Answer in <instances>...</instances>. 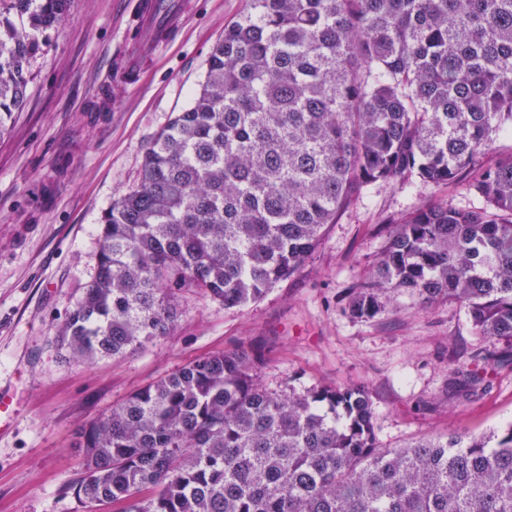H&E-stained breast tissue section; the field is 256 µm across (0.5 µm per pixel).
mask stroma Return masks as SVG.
Segmentation results:
<instances>
[{"instance_id":"obj_1","label":"stroma","mask_w":512,"mask_h":512,"mask_svg":"<svg viewBox=\"0 0 512 512\" xmlns=\"http://www.w3.org/2000/svg\"><path fill=\"white\" fill-rule=\"evenodd\" d=\"M137 2L73 0L30 65L24 108L0 134V381L19 402L0 437V512H78L75 432L184 364L240 346L264 351L261 379L272 389L365 386L382 448L511 424L512 342L476 334L458 302L424 307L399 292L373 318L345 310L384 249L388 219L438 200L482 206L464 179L374 184L261 300L227 309L188 293L169 335L116 357H66L58 332L94 275L104 212L190 104L225 25L249 9V0H184L169 47L131 69ZM475 362L483 379L459 396L454 373Z\"/></svg>"}]
</instances>
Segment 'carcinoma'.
<instances>
[{"instance_id":"obj_1","label":"carcinoma","mask_w":512,"mask_h":512,"mask_svg":"<svg viewBox=\"0 0 512 512\" xmlns=\"http://www.w3.org/2000/svg\"><path fill=\"white\" fill-rule=\"evenodd\" d=\"M72 0H0V133ZM512 0H250L192 104L102 218L93 280L59 333L70 356L166 335L178 298L260 300L375 183L477 168L482 207L433 202L389 233L347 311L389 293L459 301L512 339ZM261 352L204 356L75 433L81 512H512V425L380 448L365 387L270 390ZM469 396L474 371H456Z\"/></svg>"}]
</instances>
